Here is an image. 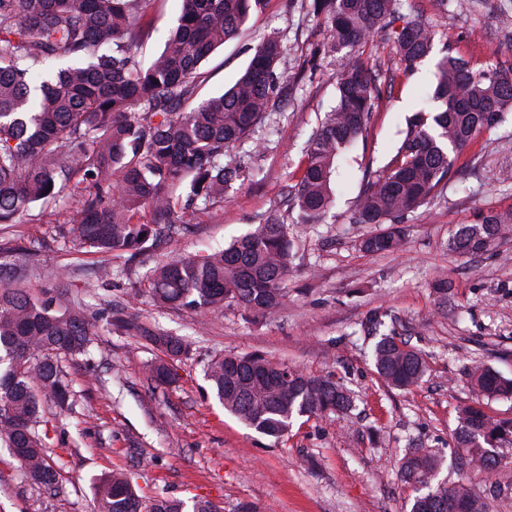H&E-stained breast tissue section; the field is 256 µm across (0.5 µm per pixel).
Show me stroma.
Wrapping results in <instances>:
<instances>
[{
	"mask_svg": "<svg viewBox=\"0 0 512 512\" xmlns=\"http://www.w3.org/2000/svg\"><path fill=\"white\" fill-rule=\"evenodd\" d=\"M181 8V0H145L143 57L163 50ZM506 12L512 14V0H473L467 12L452 0H404L403 15L420 18L435 33L431 55L406 68L383 33L360 48L382 94L366 131L338 163L336 199L324 221L292 225L297 255L288 299L264 319L235 307L197 315L156 305L143 275L168 259L222 248L259 219L286 217L306 144L336 103L343 61L337 54L306 65L323 26L298 0H265L239 38L202 67V95L222 93L273 32L287 67L300 71L291 97L227 152L244 172L221 205L130 260L75 250L69 234L75 216L63 199L55 216H26L0 228L7 248L0 271L16 286L32 294L54 291L64 307L81 300L114 322L87 354L62 363L70 411L44 409L54 488L31 484L1 448L0 512H91L96 484L115 470L130 474L147 502L197 496L224 512H406L414 491L400 478L401 460L415 447L453 454L458 411L474 399L466 369L480 362L512 377V238L476 255L450 246L458 225L489 212L512 213V112L456 154L448 182L405 219L402 250L364 252L362 239L383 227L351 217L367 169L394 156L407 117L435 110V64L444 51L476 73L512 66ZM107 265L112 274L105 278ZM441 278L453 283L445 298L433 289ZM377 319L423 352L427 372L418 385L392 389L378 377L371 357ZM156 329L193 342L177 364L179 381L170 386L151 380L147 370L165 358L140 339L142 331ZM244 353L333 374L352 392L354 405L297 418L288 436L274 442L225 411L204 377L212 357Z\"/></svg>",
	"mask_w": 512,
	"mask_h": 512,
	"instance_id": "stroma-1",
	"label": "stroma"
}]
</instances>
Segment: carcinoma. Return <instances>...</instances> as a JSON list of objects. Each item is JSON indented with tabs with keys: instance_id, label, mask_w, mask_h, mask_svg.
Listing matches in <instances>:
<instances>
[{
	"instance_id": "1",
	"label": "carcinoma",
	"mask_w": 512,
	"mask_h": 512,
	"mask_svg": "<svg viewBox=\"0 0 512 512\" xmlns=\"http://www.w3.org/2000/svg\"><path fill=\"white\" fill-rule=\"evenodd\" d=\"M145 0H0V224H13L32 206L53 210L65 198L76 215L70 229L78 251L133 258L174 225L195 223L198 212L224 202L239 168L224 152L248 138L265 112L292 90L280 70L284 47L267 36L235 83L200 97L201 65L234 39L263 0H182L178 24L163 52L140 58ZM402 0H305L323 20L327 39L316 53L352 49L399 19L394 50L411 68L433 51L434 33L403 19ZM434 98L440 111L427 122L418 112L394 157L368 178L352 214L354 224L387 228L362 240L369 253L399 251L405 216L448 177L455 153L512 112V67L473 73L446 54L438 63ZM336 105L308 140L305 164L292 196L298 223L323 220L336 196L342 153L367 129L380 97L376 79L358 60L341 64ZM512 232V214L488 213L461 224L453 248L475 253ZM292 264L288 224L268 217L227 247L165 261L146 273L154 302L202 315L239 308L255 317L288 299ZM112 320L90 316L81 304L62 310L53 296L32 295L0 282V447L35 485L50 487L57 472L39 434L42 404L63 409L70 390L61 359L85 353L98 329ZM145 340L176 359L189 350L178 336ZM378 376L395 389L421 381L426 362L395 331L380 334L372 350ZM152 380L171 385L172 365L148 367ZM475 393L511 399L512 378L473 365ZM206 377L224 410L276 441L297 417L352 407L351 392L331 375H311L260 354L219 355ZM454 468L484 482L482 492L439 479L446 463L430 449H411L401 466L416 496L409 512H492L501 487L490 475L512 453V418H494L481 406L462 408L455 433ZM185 502L153 499L143 510L129 475L114 471L98 484L93 512H185Z\"/></svg>"
}]
</instances>
